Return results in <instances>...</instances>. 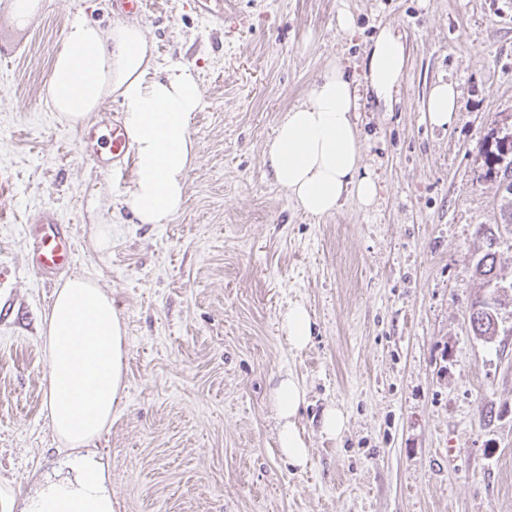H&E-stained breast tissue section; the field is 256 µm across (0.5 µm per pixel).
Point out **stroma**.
I'll use <instances>...</instances> for the list:
<instances>
[{"label":"stroma","instance_id":"35a3bbf8","mask_svg":"<svg viewBox=\"0 0 512 512\" xmlns=\"http://www.w3.org/2000/svg\"><path fill=\"white\" fill-rule=\"evenodd\" d=\"M78 12L104 31L117 18L112 0H42L22 55L0 65V486L33 493L67 461L44 385L55 288L28 266L26 221L50 206L73 229L69 277L94 280L127 327L126 394L91 444L114 512H512V297L495 341L469 322L491 293L472 275L480 225L512 283V224L483 154L512 127V0H236L220 25L194 0H147L134 21L158 69L189 65L203 93L185 206L167 224L121 207L131 178L87 161L52 108L53 59ZM384 26L408 59L392 111L361 114L378 204L304 215L265 145L327 61L362 63ZM439 81L461 91L447 129L424 116ZM292 303L315 323L300 352L280 323ZM285 372L307 392L302 469L276 441ZM332 405L347 416L337 438L320 432Z\"/></svg>","mask_w":512,"mask_h":512}]
</instances>
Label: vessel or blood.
Here are the masks:
<instances>
[{"mask_svg":"<svg viewBox=\"0 0 512 512\" xmlns=\"http://www.w3.org/2000/svg\"><path fill=\"white\" fill-rule=\"evenodd\" d=\"M78 149L97 169L106 174L120 173L133 164L125 129L118 114L81 129ZM26 230L31 241L30 265L47 279L68 271L74 261V235L61 223L56 211L47 207L28 219Z\"/></svg>","mask_w":512,"mask_h":512,"instance_id":"1","label":"vessel or blood"}]
</instances>
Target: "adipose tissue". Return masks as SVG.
<instances>
[{"instance_id": "adipose-tissue-1", "label": "adipose tissue", "mask_w": 512, "mask_h": 512, "mask_svg": "<svg viewBox=\"0 0 512 512\" xmlns=\"http://www.w3.org/2000/svg\"><path fill=\"white\" fill-rule=\"evenodd\" d=\"M152 44L140 25L116 23L102 32L82 15L68 23L48 87L59 118L77 126L107 98L120 99L135 157L133 183L122 203L143 224H165L184 207L187 178L196 162L191 123L203 95L188 65L151 78ZM406 65L396 30L381 28L360 76L341 58L330 59L304 100L289 108L267 142L265 156L278 185L305 214L321 217L348 199L373 208L377 175L363 162L357 118L362 95L390 104ZM48 368V418L54 434L75 450L71 477L50 481L24 504L0 488V512H113L108 466L86 446L111 423L124 385L126 336L111 298L89 278L68 280L44 317ZM279 452L302 467L309 448L296 416L305 391L293 375L272 391Z\"/></svg>"}]
</instances>
